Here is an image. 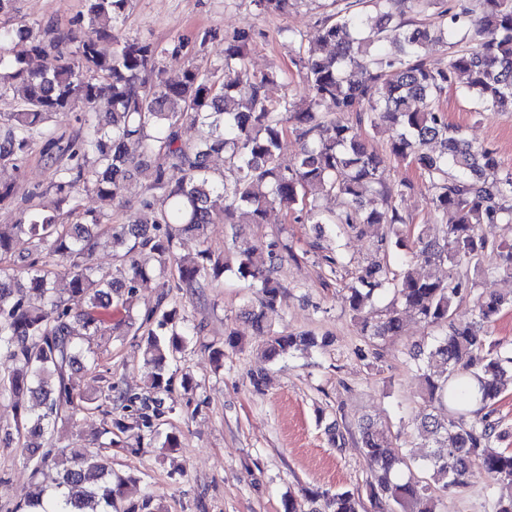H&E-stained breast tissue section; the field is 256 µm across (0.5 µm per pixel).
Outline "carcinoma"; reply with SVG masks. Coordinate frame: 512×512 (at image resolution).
Masks as SVG:
<instances>
[{"instance_id":"cac0c4a2","label":"carcinoma","mask_w":512,"mask_h":512,"mask_svg":"<svg viewBox=\"0 0 512 512\" xmlns=\"http://www.w3.org/2000/svg\"><path fill=\"white\" fill-rule=\"evenodd\" d=\"M81 30L41 35L21 27L0 29V93L13 85L23 94L17 111L0 116V172L20 173L36 144L54 159L55 178L39 193L20 194L17 178H0V206L19 205L14 224L0 225V356L14 364L0 375V397L18 400L27 394L42 408L32 416L15 406L14 429L0 428V439L24 433L41 436L58 420L92 408L99 397H86L72 384L77 365L96 363V352L75 338V327L91 336L111 335V322L131 320L134 289L148 271L137 256L147 252L159 268L176 262L178 240L203 238L206 226L263 224L270 209L299 210L312 224H334L336 235L370 234L375 255L343 300L355 315L363 336L384 340L401 335L398 306L441 328L440 337L411 352L421 379L423 406L415 428L429 452L419 465L429 474L420 485L398 479L407 458L389 451L390 430L374 422L360 425L359 440L371 470L368 497L377 512H437L439 496L467 485L474 469L489 480L486 512H512V495H497L498 485L512 486V449L492 444L512 435L494 417L507 382H512V345L491 339V326L512 306L499 295L477 297L471 316L457 317L460 301L475 282L469 276L487 255L494 270L512 275V245L497 243L480 232L483 224L512 223V170L500 167L489 147H475L462 130L448 123L440 105L456 76L467 77L463 95L479 115L512 112V0H448L430 21L407 19L393 11L395 0H332L334 11L321 21L319 43L334 52L304 46V35L292 30L284 38L298 45L295 65L311 96L302 101L271 99L267 87L288 80L271 69L248 66L253 37L246 31L224 40V60L217 68L191 66L177 77L166 76L160 58L184 47L124 38L117 32L130 0H87ZM265 14L285 13L299 0H251ZM25 36L27 52L44 60L31 70L6 45ZM112 41V51L100 44ZM455 48L447 63L435 66L422 55L430 42ZM328 100L335 116L320 111ZM421 102L414 108L412 103ZM57 112H73L80 124L67 140L48 125ZM198 126L199 137L183 139L185 124ZM389 132V150L420 172L429 191V214L445 227L442 240L421 229L410 239L398 200L412 188L408 182L389 186L379 177L380 156L367 148L362 129ZM301 150L284 164L279 150L288 131ZM137 144L139 153L128 151ZM435 142L436 153L422 146ZM224 156V171L211 170L209 159ZM152 166L144 193L159 194L165 206L151 200L130 224H107L106 214L84 221H59L60 206L79 209L77 193L91 189L112 205L132 192L134 173ZM494 172L489 179L486 172ZM336 195L346 209L326 215L318 198ZM40 202H33L34 198ZM111 233L122 251L113 272L93 262L101 230ZM256 247L238 264L241 278L259 289V309L247 317L262 327L264 310L275 307L280 282L278 262L292 256ZM408 250L424 264L452 260L445 279L420 277L411 268L397 270L398 252ZM25 256L14 268L11 260ZM177 288H207L224 280V258L209 248L177 265ZM69 278L67 298L56 295L53 277ZM392 296L386 314H363L374 296ZM156 322L148 330L144 354L160 367L184 348L190 326L177 308L148 312ZM326 343L308 332L272 335L270 358ZM40 460L34 474L45 475L23 512H159L151 501H124L125 481H112L108 459L89 448L58 450L24 448ZM309 512H366L359 492L314 491Z\"/></svg>"}]
</instances>
